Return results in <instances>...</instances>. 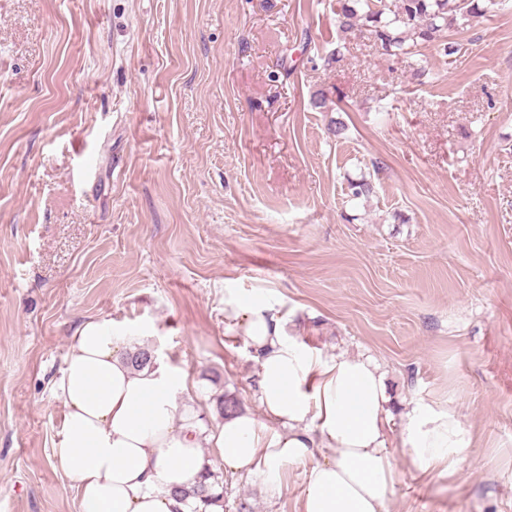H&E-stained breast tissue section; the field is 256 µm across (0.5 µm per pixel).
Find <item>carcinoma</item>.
Wrapping results in <instances>:
<instances>
[{
	"label": "carcinoma",
	"mask_w": 512,
	"mask_h": 512,
	"mask_svg": "<svg viewBox=\"0 0 512 512\" xmlns=\"http://www.w3.org/2000/svg\"><path fill=\"white\" fill-rule=\"evenodd\" d=\"M508 0H336V24L339 44L336 51L323 58L324 66L343 59L344 44L368 36L382 54L397 60H408L411 79L422 81L426 66L415 59L418 47L434 44L450 56L460 51L448 42V32L465 29L474 18L492 16L504 10ZM372 180L363 177L348 184L352 199L373 192ZM153 350L139 347L129 355L130 364L143 369L153 364ZM180 498L193 497L202 507L224 503V491L218 490L211 469L205 470L203 481L190 491H175Z\"/></svg>",
	"instance_id": "1"
}]
</instances>
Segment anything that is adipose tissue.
I'll return each mask as SVG.
<instances>
[{
	"instance_id": "ef3b65f1",
	"label": "adipose tissue",
	"mask_w": 512,
	"mask_h": 512,
	"mask_svg": "<svg viewBox=\"0 0 512 512\" xmlns=\"http://www.w3.org/2000/svg\"><path fill=\"white\" fill-rule=\"evenodd\" d=\"M258 366L260 414L227 417L212 442L234 471L263 475L270 491L304 464L300 512H386L396 461L385 376L370 361L315 354L285 335L260 303L242 308ZM128 339L89 321L72 336L60 391L67 409L52 460L79 494L80 512H192L206 460L194 412L172 393L182 379L127 361ZM397 438L421 477L454 475L475 436L456 407L413 402Z\"/></svg>"
}]
</instances>
